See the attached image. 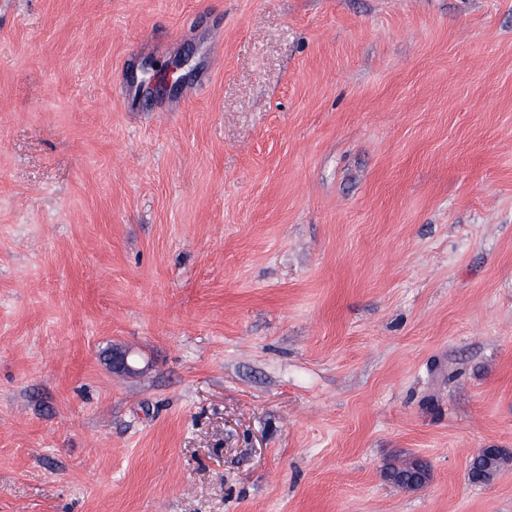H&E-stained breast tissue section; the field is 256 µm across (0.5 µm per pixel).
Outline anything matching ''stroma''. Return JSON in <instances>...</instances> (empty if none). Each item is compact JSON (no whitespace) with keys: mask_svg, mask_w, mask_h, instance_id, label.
I'll return each instance as SVG.
<instances>
[{"mask_svg":"<svg viewBox=\"0 0 512 512\" xmlns=\"http://www.w3.org/2000/svg\"><path fill=\"white\" fill-rule=\"evenodd\" d=\"M482 448L512 0H0V512H512ZM507 455L504 448H486L469 468V479L473 483L488 484L493 481ZM385 478L405 490L416 491L429 483L431 467L428 462L415 459L406 467L393 465L386 468Z\"/></svg>","mask_w":512,"mask_h":512,"instance_id":"stroma-1","label":"stroma"}]
</instances>
